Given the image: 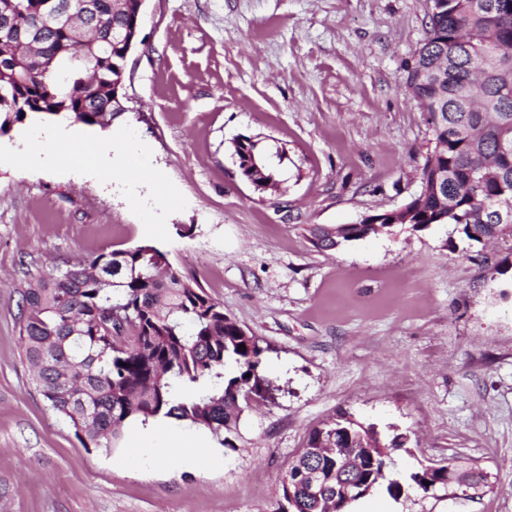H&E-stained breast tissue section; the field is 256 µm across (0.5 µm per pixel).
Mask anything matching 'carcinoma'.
Wrapping results in <instances>:
<instances>
[{"instance_id":"cac0c4a2","label":"carcinoma","mask_w":512,"mask_h":512,"mask_svg":"<svg viewBox=\"0 0 512 512\" xmlns=\"http://www.w3.org/2000/svg\"><path fill=\"white\" fill-rule=\"evenodd\" d=\"M75 27L44 20L43 0H0L15 6L24 28H42L36 44L19 42V29L0 25V136L34 117L63 116L104 128L120 115L112 83L125 53L112 28L134 24L135 0H94L80 18L81 0H67ZM428 31L407 69L406 86L428 114L435 140L421 169V191L399 212L373 215L378 227L421 230L452 224L468 248L496 240L512 249V222L490 215L512 208V0H431ZM242 177L261 193L283 180L258 136L234 139ZM258 164H252V159ZM320 250L375 232L370 224H311ZM19 338L33 381L47 406L86 447L109 454L132 420L173 418L207 430L233 447L240 402L272 397L261 339L224 313L196 282L175 270L168 252L150 242L78 259L20 285ZM245 345L246 350L239 349ZM403 442L341 414L312 430L291 463L319 472V497L282 483L277 512H329L336 467L371 448L374 468L344 471L345 479L379 483L382 465ZM410 480L449 489L487 487L469 466L420 468Z\"/></svg>"}]
</instances>
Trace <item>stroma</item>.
<instances>
[{
	"instance_id": "stroma-1",
	"label": "stroma",
	"mask_w": 512,
	"mask_h": 512,
	"mask_svg": "<svg viewBox=\"0 0 512 512\" xmlns=\"http://www.w3.org/2000/svg\"><path fill=\"white\" fill-rule=\"evenodd\" d=\"M428 0H145L109 127L149 143L146 179L57 152L71 119L0 136V512H276L309 433L339 413L404 435L400 481L421 465L486 473L482 496L385 489L382 512H512V251L469 257L453 226H408L332 250L311 224L403 207L434 148L406 70ZM239 135L282 148L279 195L245 182ZM40 139L52 162L26 144ZM163 247L226 314L260 337L274 400L245 406L223 464L86 448L45 406L19 339L18 287L77 259Z\"/></svg>"
}]
</instances>
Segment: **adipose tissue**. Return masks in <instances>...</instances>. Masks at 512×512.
I'll list each match as a JSON object with an SVG mask.
<instances>
[{
    "label": "adipose tissue",
    "instance_id": "1",
    "mask_svg": "<svg viewBox=\"0 0 512 512\" xmlns=\"http://www.w3.org/2000/svg\"><path fill=\"white\" fill-rule=\"evenodd\" d=\"M55 141L61 152L76 157L91 156L102 169L111 164L113 155H126L123 141L114 137L78 142L62 131L56 134ZM149 151V145L143 144L136 154L126 155V176L129 181L139 182L144 179L143 159ZM127 441L132 448H158L174 454L183 464L199 465L212 463L217 459L214 442L209 433H186L170 419L156 418L145 424L138 421L129 423Z\"/></svg>",
    "mask_w": 512,
    "mask_h": 512
}]
</instances>
